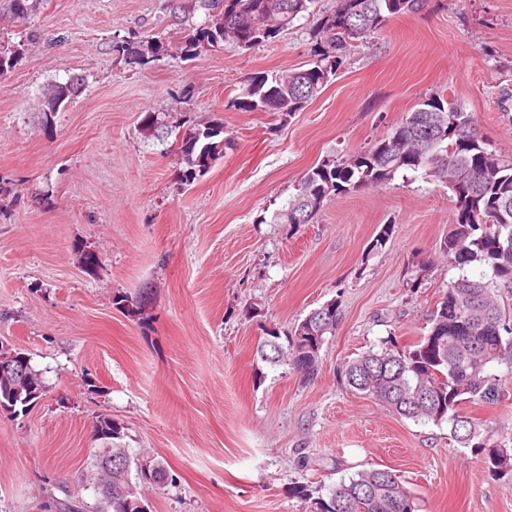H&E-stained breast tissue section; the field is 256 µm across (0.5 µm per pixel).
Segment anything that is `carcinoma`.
Returning <instances> with one entry per match:
<instances>
[{
  "label": "carcinoma",
  "instance_id": "1",
  "mask_svg": "<svg viewBox=\"0 0 512 512\" xmlns=\"http://www.w3.org/2000/svg\"><path fill=\"white\" fill-rule=\"evenodd\" d=\"M427 4L428 0H336L332 12L314 24L312 66L273 77L256 73L231 105L246 112L294 115L317 97L356 42L382 32L390 19L416 13ZM314 5L315 0H209L208 21L185 36L181 53L192 58L219 45L224 42V27L230 25L240 27L243 34L237 46L249 49L256 42L248 27L256 19L267 27L266 42L312 13ZM161 49L156 40L124 42L118 52L138 62ZM18 54L17 47L0 42V75L15 65ZM77 90L71 81L51 86L43 97V112L58 111ZM222 133L223 125L209 124L182 135L178 151L186 164L183 183L193 182L224 157L229 142ZM420 169L448 186L455 202L453 222L439 251L461 271L473 262L487 271L451 279L430 314L426 334L403 349L390 339L369 347L345 363L343 382L401 418L448 424L450 438L483 454L490 473L512 475V448L503 441H483L482 424L463 412L466 403L498 399L503 375L496 367L504 365L512 374V159L484 146L471 115L461 107L431 96L366 149L341 162L329 165L324 160L309 168L280 215L290 224H308L331 196L383 186L399 172ZM340 315V305L328 301L292 327L286 344L277 342V332H268L257 353L266 362L284 363L311 378ZM44 393V382L29 355L0 346V415L13 414L14 407L25 409ZM94 432L102 441L93 454L99 512H144L139 504L147 506L149 501L142 489L165 483L164 464L152 461L145 467L128 449L112 446L119 432L108 416L98 417ZM316 505L317 512H417L404 480L390 468L363 469L337 483L329 498Z\"/></svg>",
  "mask_w": 512,
  "mask_h": 512
}]
</instances>
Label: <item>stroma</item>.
<instances>
[{"label":"stroma","mask_w":512,"mask_h":512,"mask_svg":"<svg viewBox=\"0 0 512 512\" xmlns=\"http://www.w3.org/2000/svg\"><path fill=\"white\" fill-rule=\"evenodd\" d=\"M206 18L203 0H38L23 21L0 0V37L20 48L0 75V341L46 386L0 417V512H95L102 415L131 453L165 463L168 482L145 491L152 512H311L371 467L400 474L418 512H512V477L488 475L447 426L397 417L340 376L384 338L425 334L460 272L437 250L448 188L410 171L328 198L312 223L273 220L306 170L368 147L432 94L512 158V0L394 18L289 118L230 102L254 73L313 61L311 19L248 50L184 58ZM151 38L164 51L144 64L115 50ZM73 76L79 92L42 112L47 89ZM214 122L231 148L182 184L179 137ZM385 224L393 235L372 247ZM147 285L145 319L115 305ZM330 300L342 319L313 380L259 358L268 330L289 334ZM502 388L468 407L493 442L512 439V378Z\"/></svg>","instance_id":"1"}]
</instances>
